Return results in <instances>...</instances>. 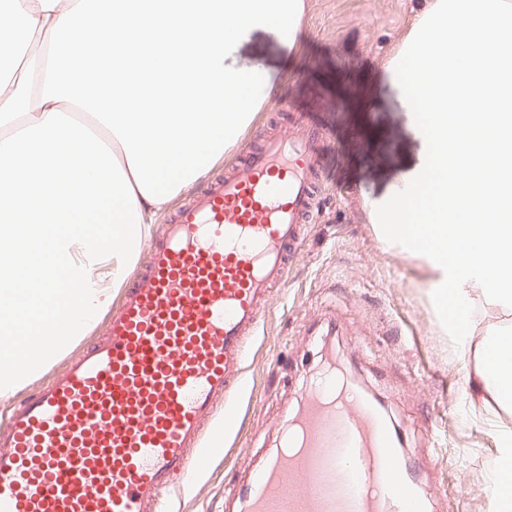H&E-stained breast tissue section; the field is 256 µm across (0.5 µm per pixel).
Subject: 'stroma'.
<instances>
[{"mask_svg":"<svg viewBox=\"0 0 512 512\" xmlns=\"http://www.w3.org/2000/svg\"><path fill=\"white\" fill-rule=\"evenodd\" d=\"M421 0H306L295 49L255 31L236 52L264 65L276 90L244 133L252 145L292 112L325 127L319 217L247 341L231 392L233 419L209 468L168 495L170 512H241L238 497L280 444L333 339L339 367L384 401L426 512H488L497 436L491 414L466 397L471 361L457 357L430 300L425 264L385 244L364 204L384 196L418 160L385 60Z\"/></svg>","mask_w":512,"mask_h":512,"instance_id":"stroma-1","label":"stroma"}]
</instances>
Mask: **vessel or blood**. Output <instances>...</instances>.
Masks as SVG:
<instances>
[{"instance_id":"b4317fda","label":"vessel or blood","mask_w":512,"mask_h":512,"mask_svg":"<svg viewBox=\"0 0 512 512\" xmlns=\"http://www.w3.org/2000/svg\"><path fill=\"white\" fill-rule=\"evenodd\" d=\"M323 131L308 114L247 149L179 209L93 348L28 395L0 430V512H160L224 433L246 339L318 212ZM40 301L84 292L50 267ZM396 427L359 389L327 373L267 466L247 512H423Z\"/></svg>"}]
</instances>
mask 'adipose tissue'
Instances as JSON below:
<instances>
[{"instance_id": "adipose-tissue-1", "label": "adipose tissue", "mask_w": 512, "mask_h": 512, "mask_svg": "<svg viewBox=\"0 0 512 512\" xmlns=\"http://www.w3.org/2000/svg\"><path fill=\"white\" fill-rule=\"evenodd\" d=\"M304 7L0 0V290L57 262L88 284L53 311L21 298L0 320V396L60 354L58 320L97 323L156 218L270 99L267 82L240 89L238 46L266 30L292 49ZM386 72L411 118L429 113L432 126L414 127L417 164L369 216L385 242L426 258L448 334L475 361L470 404L512 410V0H428ZM217 97L223 108L209 109ZM438 154L462 194L420 189ZM478 307L503 316L480 336ZM497 442L491 494L495 512H512V425L499 424Z\"/></svg>"}]
</instances>
